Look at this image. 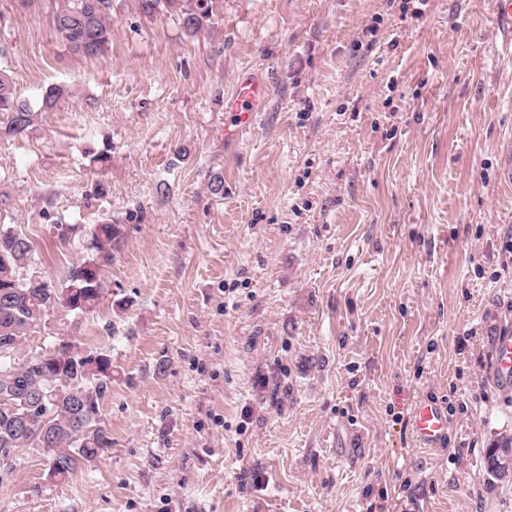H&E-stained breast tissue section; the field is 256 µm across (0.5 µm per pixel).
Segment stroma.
<instances>
[{"label":"stroma","instance_id":"obj_1","mask_svg":"<svg viewBox=\"0 0 512 512\" xmlns=\"http://www.w3.org/2000/svg\"><path fill=\"white\" fill-rule=\"evenodd\" d=\"M54 6L0 0V67L36 108L0 138V227L57 284L115 226L98 306L50 310L17 352L108 354L112 446L62 481L20 449L0 512H512L485 471L512 440L496 0H214L192 36L112 0L97 57L59 43ZM242 77L269 95L228 138ZM426 399L449 408L432 450ZM495 378L502 387L512 389V337L499 338L495 347ZM412 430L424 448H437L448 436V408L433 400H424L415 409Z\"/></svg>","mask_w":512,"mask_h":512}]
</instances>
